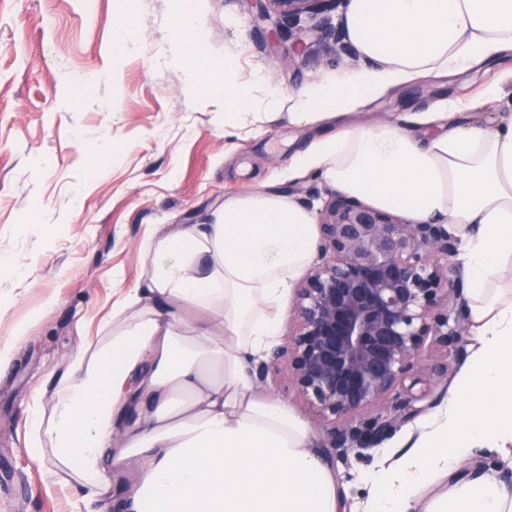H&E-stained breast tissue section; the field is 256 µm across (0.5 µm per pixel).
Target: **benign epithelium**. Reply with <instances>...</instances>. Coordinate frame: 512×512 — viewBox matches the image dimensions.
I'll use <instances>...</instances> for the list:
<instances>
[{
	"label": "benign epithelium",
	"mask_w": 512,
	"mask_h": 512,
	"mask_svg": "<svg viewBox=\"0 0 512 512\" xmlns=\"http://www.w3.org/2000/svg\"><path fill=\"white\" fill-rule=\"evenodd\" d=\"M256 2L262 21L307 16L315 20L311 32L336 38L327 18L317 19L335 0ZM317 224L318 258L296 290L288 341L256 368V380L287 364L297 395L330 422L322 447L334 464L425 411L420 402L431 383L448 381V350H459L466 335V299L460 239L448 225L411 224L339 192L317 212ZM428 341L438 358L423 369L416 360ZM384 403L393 410L387 418L357 419Z\"/></svg>",
	"instance_id": "7a95c632"
}]
</instances>
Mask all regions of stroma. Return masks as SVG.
I'll use <instances>...</instances> for the list:
<instances>
[{
  "label": "stroma",
  "instance_id": "obj_1",
  "mask_svg": "<svg viewBox=\"0 0 512 512\" xmlns=\"http://www.w3.org/2000/svg\"><path fill=\"white\" fill-rule=\"evenodd\" d=\"M179 7L195 15L212 70L234 60L249 110L228 116L223 97L186 93L169 51ZM256 15L254 0H0V347L11 353L0 368V464L17 486L0 491V512H88L86 488L51 452L29 454L28 422L48 411L67 356L111 324L113 306L147 276V239L207 223L235 194L265 189L313 210L331 194L318 176H279L319 134L289 125L286 98L365 62L318 40L307 18V57L293 62L287 28ZM126 19L139 36L117 58L113 32ZM495 73L432 75L351 119L401 121L458 96L476 103L459 124H488L499 110L487 94ZM415 429L404 424L336 462L346 512L368 499L367 474L410 452Z\"/></svg>",
  "mask_w": 512,
  "mask_h": 512
}]
</instances>
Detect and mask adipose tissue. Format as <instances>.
<instances>
[{"instance_id":"1","label":"adipose tissue","mask_w":512,"mask_h":512,"mask_svg":"<svg viewBox=\"0 0 512 512\" xmlns=\"http://www.w3.org/2000/svg\"><path fill=\"white\" fill-rule=\"evenodd\" d=\"M178 24L171 58L189 71L188 93L217 89L225 109L248 110L247 83H216L199 62L192 15ZM343 26L369 65L289 95V121L325 131L287 177L314 174L412 223L452 225L476 326L458 393L419 421L414 454L368 476L364 512H512L498 473H461L474 448L512 467V67L489 89L502 103L490 125L460 126L454 99L415 116L433 129L423 139L396 120H345L392 87L512 53V0H347ZM315 244L314 211L262 189L148 241L149 277L113 307L111 330L68 356L49 416L29 423L30 453L51 450L125 512H343L308 424L258 392L254 374ZM130 468L134 484L117 483Z\"/></svg>"}]
</instances>
